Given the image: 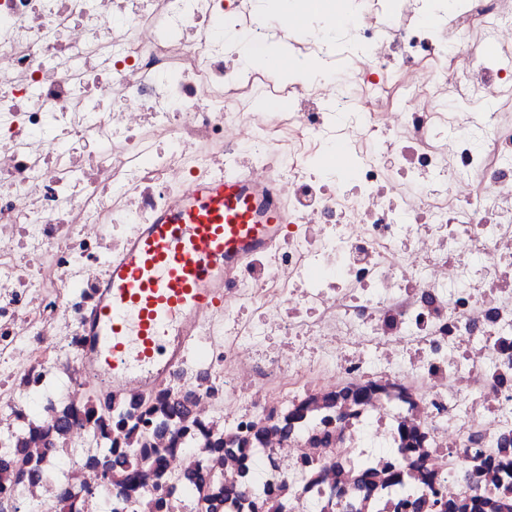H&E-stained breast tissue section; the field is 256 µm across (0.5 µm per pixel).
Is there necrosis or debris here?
<instances>
[{
  "label": "necrosis or debris",
  "mask_w": 512,
  "mask_h": 512,
  "mask_svg": "<svg viewBox=\"0 0 512 512\" xmlns=\"http://www.w3.org/2000/svg\"><path fill=\"white\" fill-rule=\"evenodd\" d=\"M345 11L0 0V512H512V0ZM208 176L283 230L159 374L98 377L113 260Z\"/></svg>",
  "instance_id": "obj_1"
}]
</instances>
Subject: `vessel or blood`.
I'll return each mask as SVG.
<instances>
[{
  "label": "vessel or blood",
  "instance_id": "obj_1",
  "mask_svg": "<svg viewBox=\"0 0 512 512\" xmlns=\"http://www.w3.org/2000/svg\"><path fill=\"white\" fill-rule=\"evenodd\" d=\"M281 214L260 205L245 181L217 178L161 214L113 261L94 313V351L115 383L145 380L182 341L203 307L224 305L216 288L225 266L267 245Z\"/></svg>",
  "mask_w": 512,
  "mask_h": 512
}]
</instances>
